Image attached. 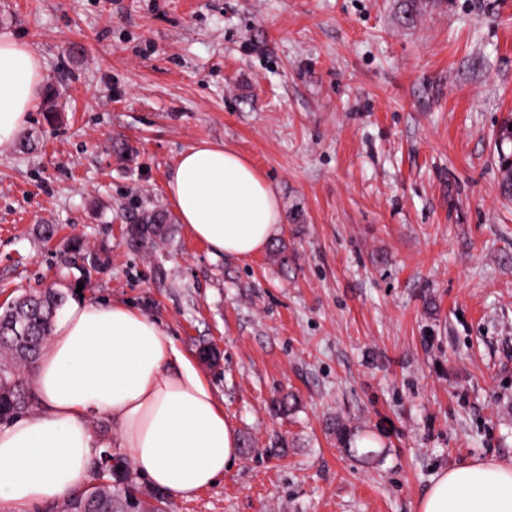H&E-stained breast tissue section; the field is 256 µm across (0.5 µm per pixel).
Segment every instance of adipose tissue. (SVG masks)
Instances as JSON below:
<instances>
[{"instance_id": "obj_1", "label": "adipose tissue", "mask_w": 512, "mask_h": 512, "mask_svg": "<svg viewBox=\"0 0 512 512\" xmlns=\"http://www.w3.org/2000/svg\"><path fill=\"white\" fill-rule=\"evenodd\" d=\"M42 84L30 44L0 37V157L26 125ZM182 224L212 256L264 252L281 224L273 185L238 151L199 142L167 182ZM31 390L40 413L0 427V504L32 512L77 488L100 443L88 420L108 415L136 470L189 498L240 459L233 421L200 365L153 318L120 301L72 303L44 345ZM417 512H512V464L493 459L437 474Z\"/></svg>"}]
</instances>
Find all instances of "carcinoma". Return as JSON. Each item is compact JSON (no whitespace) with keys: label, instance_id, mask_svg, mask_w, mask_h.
<instances>
[{"label":"carcinoma","instance_id":"cac0c4a2","mask_svg":"<svg viewBox=\"0 0 512 512\" xmlns=\"http://www.w3.org/2000/svg\"><path fill=\"white\" fill-rule=\"evenodd\" d=\"M166 215L153 211L130 225V241L140 246L170 234ZM66 297L51 289L21 296L0 313V423L8 424L28 410L31 395L28 380L39 351L53 330L55 312ZM58 512H165L163 498L144 499L131 482L127 463L117 457L112 472L103 481L76 494H67Z\"/></svg>","mask_w":512,"mask_h":512}]
</instances>
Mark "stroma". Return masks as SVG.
<instances>
[{
	"label": "stroma",
	"instance_id": "35a3bbf8",
	"mask_svg": "<svg viewBox=\"0 0 512 512\" xmlns=\"http://www.w3.org/2000/svg\"><path fill=\"white\" fill-rule=\"evenodd\" d=\"M1 34L57 96L0 157V311L134 305L243 444L166 512H416L512 462V0H0ZM202 140L272 182L287 267L131 246Z\"/></svg>",
	"mask_w": 512,
	"mask_h": 512
}]
</instances>
